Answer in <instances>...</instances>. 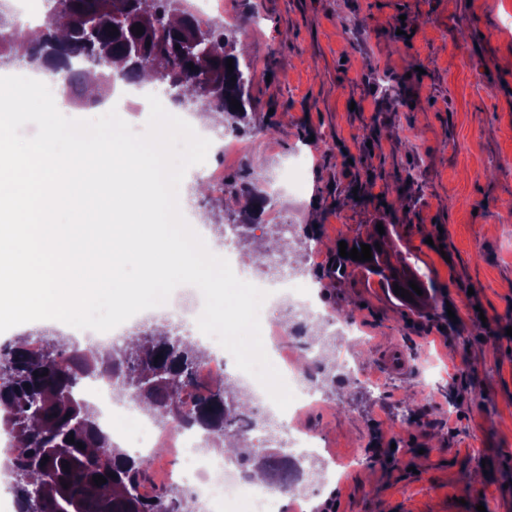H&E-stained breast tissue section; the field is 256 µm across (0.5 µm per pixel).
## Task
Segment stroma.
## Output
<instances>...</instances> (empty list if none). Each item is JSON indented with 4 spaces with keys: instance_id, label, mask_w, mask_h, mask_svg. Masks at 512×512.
Returning a JSON list of instances; mask_svg holds the SVG:
<instances>
[{
    "instance_id": "stroma-1",
    "label": "stroma",
    "mask_w": 512,
    "mask_h": 512,
    "mask_svg": "<svg viewBox=\"0 0 512 512\" xmlns=\"http://www.w3.org/2000/svg\"><path fill=\"white\" fill-rule=\"evenodd\" d=\"M223 2L257 70L224 179L306 156L301 194L278 203L322 246L317 301L358 330L357 374L301 420L341 461L309 512H512V0ZM380 222L390 263L436 289L423 309L362 268L332 272Z\"/></svg>"
}]
</instances>
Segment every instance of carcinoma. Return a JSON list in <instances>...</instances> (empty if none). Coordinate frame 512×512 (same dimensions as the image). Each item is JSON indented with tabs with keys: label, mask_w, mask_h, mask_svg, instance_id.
Segmentation results:
<instances>
[{
	"label": "carcinoma",
	"mask_w": 512,
	"mask_h": 512,
	"mask_svg": "<svg viewBox=\"0 0 512 512\" xmlns=\"http://www.w3.org/2000/svg\"><path fill=\"white\" fill-rule=\"evenodd\" d=\"M50 2L55 8L39 39H0V65L21 61L49 74H67L78 60L84 64L83 70L75 73L83 92L80 102L91 104L96 100L86 95L90 80H96L101 97L110 89L114 76L131 75L140 80L151 72L175 90L172 102L177 106L185 102L204 116L222 112L233 131L246 119L245 108L251 105L248 89L256 70L241 68L236 41L224 26H200L184 9L182 0ZM118 17L124 18V23L114 33L112 25ZM138 23L143 26L141 35L134 28ZM198 40L202 41L200 52L186 55L182 46ZM132 44L140 46L139 55L129 54ZM229 58L234 65L231 73L226 66ZM234 99L244 111L234 109ZM244 193L257 203L259 212L234 208L222 199L206 200L205 214L219 232H224L226 216L247 227L260 222L268 193L255 182H244L233 185L229 197ZM388 241L387 233L365 241L373 259L361 265L379 278L382 287L391 289L396 284L408 290L411 305L418 307L432 285L407 263L400 268L391 266L386 253ZM411 281L423 295L411 289ZM30 342L31 335L22 334L0 346V406L8 409L0 425L12 439L14 492L21 512H199L197 498L175 484L157 489L152 498L139 494V486L149 480L151 460L129 456L100 430L95 407L73 392L77 381L89 376L125 379L117 393H131L162 425L195 424L206 429L211 447L219 452L224 451L226 442L245 449L238 463L248 474L257 470L288 492L305 480L307 468L302 461L285 458L273 448L258 453L249 447L246 433L257 429L261 421L249 409L246 388H207L195 382L194 368L205 361L207 353L190 341L167 333L137 336L111 351L105 360L96 351L71 349L67 337L55 330L49 348L32 351ZM154 370L167 372L168 380L145 391L133 384L136 376ZM189 389L194 390V409L186 413L183 395ZM43 456L55 472L51 483L30 466L31 459ZM64 463L68 464L66 471ZM95 475L103 476L106 482L95 485Z\"/></svg>",
	"instance_id": "carcinoma-1"
}]
</instances>
